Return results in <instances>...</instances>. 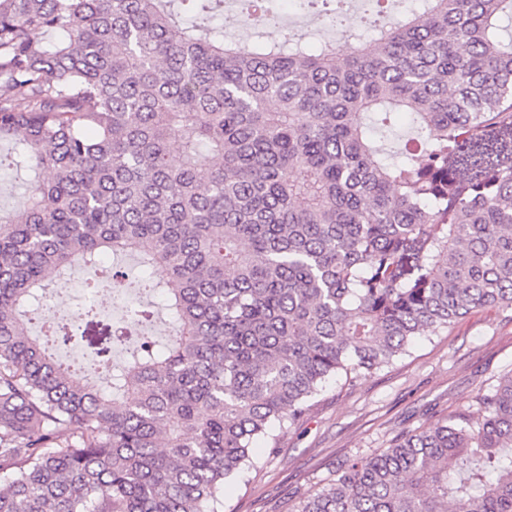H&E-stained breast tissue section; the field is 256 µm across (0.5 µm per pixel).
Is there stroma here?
<instances>
[{
	"instance_id": "1",
	"label": "stroma",
	"mask_w": 512,
	"mask_h": 512,
	"mask_svg": "<svg viewBox=\"0 0 512 512\" xmlns=\"http://www.w3.org/2000/svg\"><path fill=\"white\" fill-rule=\"evenodd\" d=\"M512 371V310H479L415 340L390 365L353 383L330 382L307 416L280 431L274 456L224 491L223 512H296L344 464L388 447L401 433L474 412Z\"/></svg>"
}]
</instances>
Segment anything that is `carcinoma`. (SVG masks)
<instances>
[{"label": "carcinoma", "instance_id": "obj_1", "mask_svg": "<svg viewBox=\"0 0 512 512\" xmlns=\"http://www.w3.org/2000/svg\"><path fill=\"white\" fill-rule=\"evenodd\" d=\"M335 0L319 14L354 29ZM314 50L226 42L223 0H0V512H219L340 374L487 307L512 310V0H423ZM402 113L392 151L376 126ZM183 160L174 167L170 147ZM135 255L166 343L80 376L27 307L66 269ZM512 512V372L479 411L402 433L296 512Z\"/></svg>", "mask_w": 512, "mask_h": 512}]
</instances>
